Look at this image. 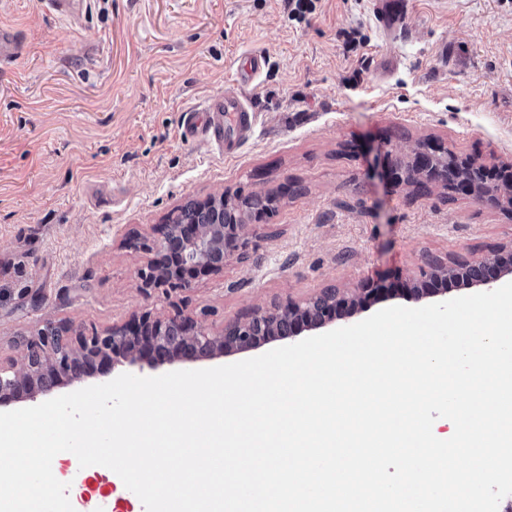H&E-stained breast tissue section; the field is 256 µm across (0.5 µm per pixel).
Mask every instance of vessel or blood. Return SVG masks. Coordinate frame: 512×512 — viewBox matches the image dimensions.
<instances>
[{
	"label": "vessel or blood",
	"mask_w": 512,
	"mask_h": 512,
	"mask_svg": "<svg viewBox=\"0 0 512 512\" xmlns=\"http://www.w3.org/2000/svg\"><path fill=\"white\" fill-rule=\"evenodd\" d=\"M49 10L61 18L74 22L88 10L89 0H43ZM266 66V58L256 52L245 53L240 59L235 78L227 84L221 96L212 98L203 113H191L183 126V136L195 140L211 136L217 141L232 139L245 130L252 110L244 95L245 88L254 86Z\"/></svg>",
	"instance_id": "vessel-or-blood-1"
}]
</instances>
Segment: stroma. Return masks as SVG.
Masks as SVG:
<instances>
[{"mask_svg": "<svg viewBox=\"0 0 512 512\" xmlns=\"http://www.w3.org/2000/svg\"><path fill=\"white\" fill-rule=\"evenodd\" d=\"M90 0L76 23L42 0H0L22 51L0 67V354L13 337L69 321L106 330L182 308L211 331L253 309L322 290L385 285L357 320L415 307L429 260L477 261L512 244V219L431 188L411 199L385 151L431 140L512 164V0ZM263 53L249 96L254 134L234 156L181 136L183 117L224 90L232 61ZM285 189L253 226L244 258L189 289L144 293L149 236L186 201ZM73 495L145 512L103 466Z\"/></svg>", "mask_w": 512, "mask_h": 512, "instance_id": "stroma-1", "label": "stroma"}]
</instances>
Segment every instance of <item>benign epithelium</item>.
I'll use <instances>...</instances> for the list:
<instances>
[{
	"instance_id": "7a95c632",
	"label": "benign epithelium",
	"mask_w": 512,
	"mask_h": 512,
	"mask_svg": "<svg viewBox=\"0 0 512 512\" xmlns=\"http://www.w3.org/2000/svg\"><path fill=\"white\" fill-rule=\"evenodd\" d=\"M387 176L397 184L406 183L401 158L386 152ZM431 182L448 190L463 193L512 216V206L497 203L502 190L490 182L478 192L460 178L448 182V168H432ZM248 222L241 224H156V240L151 247L147 269L141 271V289L163 290L168 294L186 290L191 278L199 273L221 274L226 260L243 255L249 246ZM512 246L499 249L492 257L480 261L452 260L441 270L421 271L406 289L416 300L443 296L447 289L429 288L434 282L457 280L466 268L473 269L465 279L468 287L492 290L500 279L512 272ZM382 292L371 284L352 293L334 288L322 291L304 304L288 301L259 307L243 320L234 322L220 332H212L180 309L166 316L145 311L130 321L104 332L96 328L76 326L70 322L49 324L33 336H17L12 340L17 356L0 361V407L18 401H37L49 396L61 383H72L91 374L99 365L109 373L117 366H135L146 360L157 368L164 364L219 358L230 353L252 350L261 343L290 341L304 331L324 328L333 322L351 317L362 310L370 297Z\"/></svg>"
}]
</instances>
